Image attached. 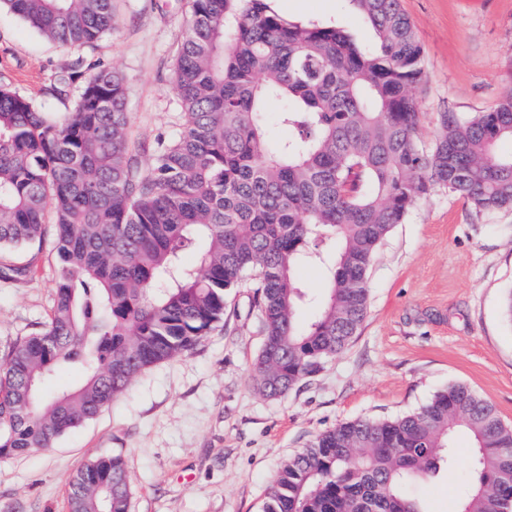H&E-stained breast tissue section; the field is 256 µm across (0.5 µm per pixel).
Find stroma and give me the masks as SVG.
I'll use <instances>...</instances> for the list:
<instances>
[{"mask_svg":"<svg viewBox=\"0 0 512 512\" xmlns=\"http://www.w3.org/2000/svg\"><path fill=\"white\" fill-rule=\"evenodd\" d=\"M191 0H114V28L92 46L46 40L0 13V83L38 102L76 61L103 63L126 79L128 134L142 159L181 128L173 69ZM294 20L313 18L371 41V29L344 0H277ZM424 48L417 92L418 142L430 147L443 113L466 118L512 93V0H401ZM30 276L0 281V359L52 314L58 261L52 241ZM308 297L298 311L319 314L325 272L303 265ZM369 306L356 336L287 396L255 387L263 345L251 284L233 289L224 321L192 351L155 365L94 419L54 447L0 456V512H68L67 481L89 459L118 455L132 479L131 512H263L281 466L318 433L357 419L416 411L454 383L489 401L512 427V325L503 302L512 288V210L479 214L438 188L419 199L380 245L368 274ZM456 464L417 490L429 512H455L471 449L454 440Z\"/></svg>","mask_w":512,"mask_h":512,"instance_id":"obj_1","label":"stroma"}]
</instances>
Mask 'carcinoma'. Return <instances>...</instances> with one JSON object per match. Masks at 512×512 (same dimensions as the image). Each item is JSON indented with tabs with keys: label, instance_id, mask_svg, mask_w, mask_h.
Segmentation results:
<instances>
[{
	"label": "carcinoma",
	"instance_id": "1",
	"mask_svg": "<svg viewBox=\"0 0 512 512\" xmlns=\"http://www.w3.org/2000/svg\"><path fill=\"white\" fill-rule=\"evenodd\" d=\"M374 30L373 49L344 29L292 20L272 0H192L174 84L183 128L142 167L128 140L127 87L109 67L58 114L0 84V251L39 249L54 212L60 267L53 314L0 364V456L51 448L120 397L145 369L192 350L222 320L229 292L251 279L265 340L258 391L279 398L357 334L380 243L435 188L478 213L512 209V96L459 119L446 112L418 144L422 45L400 0H344ZM45 38L92 45L113 28V0H0ZM80 72L49 89L69 97ZM288 138L270 144L266 114ZM193 248L187 264L182 252ZM324 267L327 296L301 326L295 270ZM31 263L0 262L20 281ZM74 366L84 382L51 401L39 388ZM469 436L457 512H512V427L463 384L419 410L354 419L317 434L284 463L264 512H428L408 488L455 463ZM119 456L68 480L69 512H130Z\"/></svg>",
	"mask_w": 512,
	"mask_h": 512
}]
</instances>
